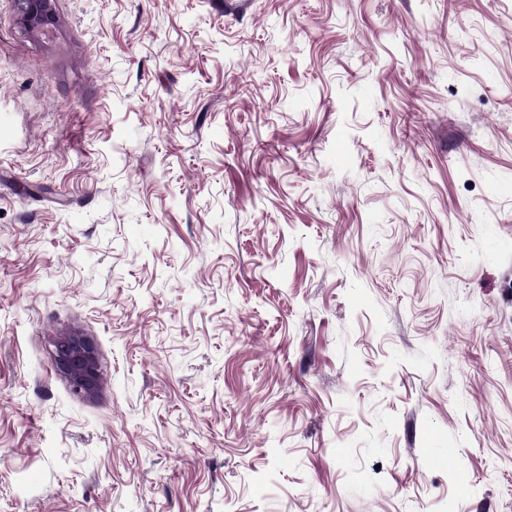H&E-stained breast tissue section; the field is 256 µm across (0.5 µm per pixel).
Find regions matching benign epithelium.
Instances as JSON below:
<instances>
[{"instance_id": "obj_1", "label": "benign epithelium", "mask_w": 512, "mask_h": 512, "mask_svg": "<svg viewBox=\"0 0 512 512\" xmlns=\"http://www.w3.org/2000/svg\"><path fill=\"white\" fill-rule=\"evenodd\" d=\"M18 23L28 31H46L54 22L52 0H14ZM53 365L73 391L93 396L99 388L100 364L93 340L79 333L53 341Z\"/></svg>"}]
</instances>
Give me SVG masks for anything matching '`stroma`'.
<instances>
[{
  "mask_svg": "<svg viewBox=\"0 0 512 512\" xmlns=\"http://www.w3.org/2000/svg\"><path fill=\"white\" fill-rule=\"evenodd\" d=\"M53 10L0 0V512H512V0ZM50 0H14L18 23L28 31H46L54 22ZM53 365L66 378L73 391L93 396L99 388L100 364L93 340L79 333L55 337Z\"/></svg>",
  "mask_w": 512,
  "mask_h": 512,
  "instance_id": "stroma-1",
  "label": "stroma"
}]
</instances>
